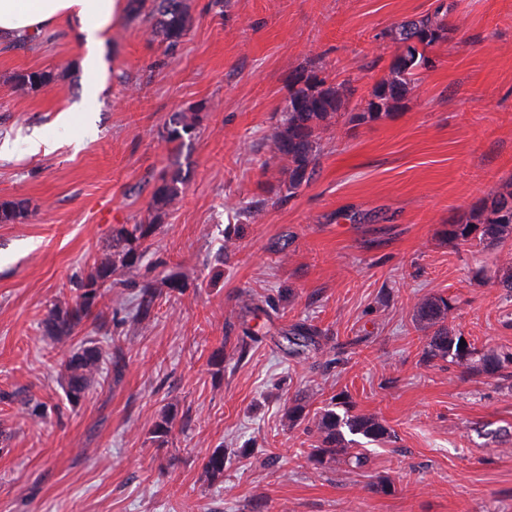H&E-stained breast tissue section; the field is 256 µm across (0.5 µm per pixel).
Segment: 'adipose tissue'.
Here are the masks:
<instances>
[{
    "mask_svg": "<svg viewBox=\"0 0 512 512\" xmlns=\"http://www.w3.org/2000/svg\"><path fill=\"white\" fill-rule=\"evenodd\" d=\"M123 13V0H0V43L39 34L58 21H68L71 36L87 48L81 66L83 94L90 98L97 90L99 52Z\"/></svg>",
    "mask_w": 512,
    "mask_h": 512,
    "instance_id": "1",
    "label": "adipose tissue"
}]
</instances>
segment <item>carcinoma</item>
<instances>
[{"label": "carcinoma", "instance_id": "carcinoma-1", "mask_svg": "<svg viewBox=\"0 0 512 512\" xmlns=\"http://www.w3.org/2000/svg\"><path fill=\"white\" fill-rule=\"evenodd\" d=\"M145 4L146 0H128V10L136 17H146L152 31L166 43V47L176 49L191 24L188 0H152V7L148 11ZM450 10L451 6L440 4L433 12L402 20L381 34V38H388L396 45L397 54L390 67V76L381 79L377 101H370L366 107L351 113L349 123L359 126L378 119L415 88L421 71L431 66L430 50L449 34L447 17ZM415 41L420 44V49L405 56L399 54L403 47ZM54 80L55 75L47 70H25L14 75L15 85L30 91L46 90ZM348 92L346 84L330 80L320 70L303 67L292 75L284 121L270 134L274 152L288 172V194L296 193L316 175L322 133L337 116ZM206 109V105L200 104L188 112L174 113L169 120L168 139L172 142L181 140L182 134L201 123ZM184 185L181 173H161L152 191L149 210L158 211L173 206L183 194ZM509 201H512V189L498 193L490 204L473 211L466 221L449 225L448 238L462 244L474 238L481 243L500 246L512 243V214L502 213ZM31 215L32 209L26 199L0 202V224H23ZM155 231L156 224L150 216L138 224L114 230L108 252L82 281L72 301L49 309L45 320L47 334L61 341L72 336L86 322L100 319L103 306L112 295V288L119 283L139 289L136 312L139 321L150 318L158 286L166 287L171 293L184 288L185 283L177 272L165 275L159 285L154 281L137 282L131 279L122 282L115 278L119 269L128 273L138 270ZM451 311L452 304L442 295H433L417 304V320L431 330L424 349L427 357L448 359L476 374L493 373L503 363H512V356L501 357L470 341L464 346L460 345L463 336L456 334L449 323ZM317 339L316 329L298 323L293 327L292 338L288 342L307 348L316 346ZM101 372L102 351L95 342L86 339L72 348L61 363L62 389L68 404L78 406L98 382ZM340 406L344 409L342 416L331 408L319 415L315 423L316 441L308 461L319 468L342 457L351 469L357 470L364 466L366 458L359 451H351V442L345 441L341 428L345 426L350 433L360 434L377 443L388 441L392 437L391 430L372 415L352 413L353 407L345 402ZM172 428V419L163 416L152 430L154 441L160 446L165 444ZM224 461V449H215L203 459V472L214 482L224 481Z\"/></svg>", "mask_w": 512, "mask_h": 512}]
</instances>
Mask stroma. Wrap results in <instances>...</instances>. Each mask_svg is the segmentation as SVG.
I'll return each instance as SVG.
<instances>
[{"instance_id":"1","label":"stroma","mask_w":512,"mask_h":512,"mask_svg":"<svg viewBox=\"0 0 512 512\" xmlns=\"http://www.w3.org/2000/svg\"><path fill=\"white\" fill-rule=\"evenodd\" d=\"M189 2L173 54L123 15L96 97L67 124L84 46L62 25L31 51L0 45V142L14 146L0 200L33 210L0 224V512H512V447L490 436L512 425V378L426 358L415 318L443 295L456 333L512 353V293L498 285L512 248L446 235L512 182V0H450L433 67L359 126L348 115L395 54L380 33L436 0ZM302 67L350 92L316 179L291 195L269 135ZM23 70L58 79L22 93L12 77ZM202 103L201 124L170 143L171 114ZM35 131L47 141L36 153ZM165 170L186 188L139 274L170 268L185 288L161 292L142 322L133 289L115 288L103 320L65 343L48 336V310L75 296L114 229L147 216ZM300 322L319 332L315 355L288 353ZM84 339L120 360L73 408L58 363ZM298 396L307 416L346 401L394 436L366 444L365 469L313 468L312 437L288 421ZM167 412L161 446L151 430ZM217 448L213 484L201 459Z\"/></svg>"}]
</instances>
